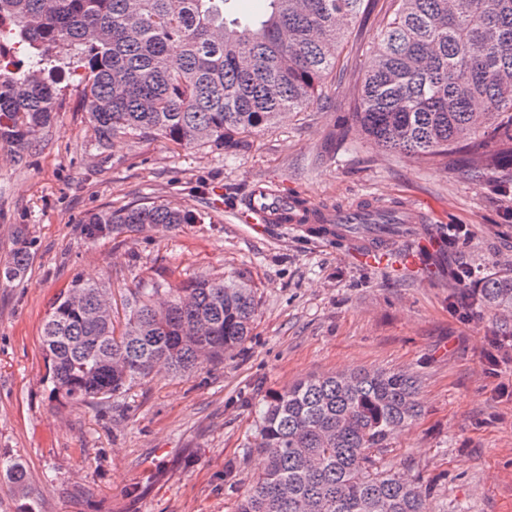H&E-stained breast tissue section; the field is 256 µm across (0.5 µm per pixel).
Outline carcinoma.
I'll list each match as a JSON object with an SVG mask.
<instances>
[{"mask_svg": "<svg viewBox=\"0 0 512 512\" xmlns=\"http://www.w3.org/2000/svg\"><path fill=\"white\" fill-rule=\"evenodd\" d=\"M234 0H0V139L18 157L53 120L61 84L77 78L88 128L223 149L288 110L323 102L349 24L364 0H267L264 19L227 20ZM357 89L352 116L382 149L417 157L512 154V0H393ZM204 212L127 204L80 222L94 242L153 224H197ZM0 277L28 267L18 225ZM147 281L112 316L102 282L74 279L41 330L49 394L69 405L122 396L164 369L191 373L248 340L258 304L249 280L200 277L181 288ZM512 313V272L482 277L471 297ZM419 375L357 369L300 380L261 402L265 468L236 512H423L417 483L383 467L388 440L422 412ZM16 488L25 473L0 457Z\"/></svg>", "mask_w": 512, "mask_h": 512, "instance_id": "cac0c4a2", "label": "carcinoma"}]
</instances>
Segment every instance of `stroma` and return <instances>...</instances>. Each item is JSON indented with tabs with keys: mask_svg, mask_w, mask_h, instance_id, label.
<instances>
[{
	"mask_svg": "<svg viewBox=\"0 0 512 512\" xmlns=\"http://www.w3.org/2000/svg\"><path fill=\"white\" fill-rule=\"evenodd\" d=\"M389 0H370L350 25L321 107L287 112L238 147H176L123 139L98 148L75 86L26 163L0 141V268L27 225L23 279H0V455L27 471L24 491L0 476V512H235L258 472L255 407L269 392L351 369L421 378V418L397 432L383 465L427 487L429 512H512V316L461 307V264L512 265V165L498 152L426 158L379 148L352 119L357 87ZM260 182L322 207L403 198L434 206L437 238L400 242L362 261L344 241L281 224L238 223L223 189ZM206 212L201 224L84 239L88 214L131 202ZM426 255L408 266L406 253ZM248 278L252 336L221 364L157 376L97 405L48 400L41 327L74 277L106 283L114 311L141 281L167 288L197 276ZM507 349L485 369L491 341Z\"/></svg>",
	"mask_w": 512,
	"mask_h": 512,
	"instance_id": "1",
	"label": "stroma"
}]
</instances>
